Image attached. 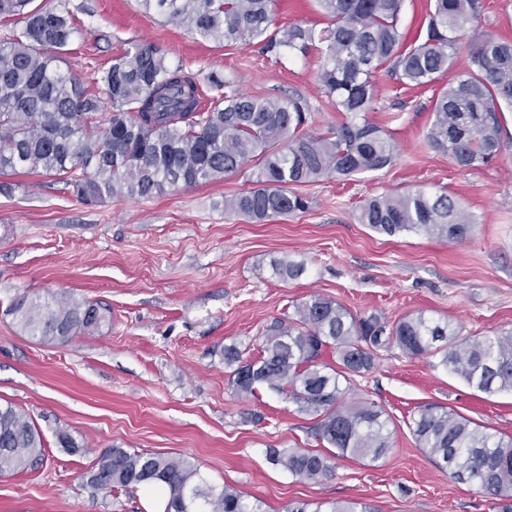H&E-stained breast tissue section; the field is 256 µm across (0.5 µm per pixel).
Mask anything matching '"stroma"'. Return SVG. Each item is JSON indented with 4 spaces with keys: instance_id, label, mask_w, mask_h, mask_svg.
I'll return each instance as SVG.
<instances>
[{
    "instance_id": "obj_1",
    "label": "stroma",
    "mask_w": 512,
    "mask_h": 512,
    "mask_svg": "<svg viewBox=\"0 0 512 512\" xmlns=\"http://www.w3.org/2000/svg\"><path fill=\"white\" fill-rule=\"evenodd\" d=\"M77 31L62 69L99 79L128 41L161 48L167 60L218 72L253 96L305 97L323 131L339 115L317 85V54L265 55L258 44L224 45L188 33L138 0H69ZM369 122L395 139L384 169L299 187L307 211L256 224L224 212L256 169L150 199L80 203L56 176L0 173V403L24 410L43 435L39 465L0 476V512H163L142 487L97 491L85 473L108 448L163 453L198 466L204 479L236 490L261 512L296 501H356L376 512H495L491 496L454 482L419 448L408 421L433 403L512 436V391L486 394L439 365L398 348L380 351L347 402L362 399L391 417L393 445L378 461L340 458L332 477L296 479L269 462L270 448H319L309 416L285 395L238 396L222 351L255 356L271 321L319 295L351 312L394 321L418 312L449 320L463 335L512 330V126L499 157L472 168L426 140L437 86L375 77ZM421 187L454 198L474 219L451 243L393 237L358 223L371 195ZM303 263L296 279L274 275L280 258ZM97 304L100 323L62 344L29 336L10 311L20 296ZM67 433L79 452L63 448Z\"/></svg>"
}]
</instances>
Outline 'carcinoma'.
Returning a JSON list of instances; mask_svg holds the SVG:
<instances>
[{"instance_id":"1","label":"carcinoma","mask_w":512,"mask_h":512,"mask_svg":"<svg viewBox=\"0 0 512 512\" xmlns=\"http://www.w3.org/2000/svg\"><path fill=\"white\" fill-rule=\"evenodd\" d=\"M32 0H0V20L22 23L0 39V172L41 171L63 177L72 195L92 205L116 196L152 198L223 178L258 159L255 187L224 197V213L255 223L304 212L308 199L288 189L324 179L376 171L397 154L380 127L355 122L372 109L374 77L390 65L399 82L418 88L448 74L464 32L482 15V0H434L426 35L403 46V0H317L324 27L292 23L270 30L274 0H139L203 39L258 41L263 52L288 50L322 60L317 81L336 111L349 117L325 132L310 126L311 105L301 96L255 97L213 72L198 75L166 61L154 44L131 41L112 58L94 88L60 70L58 62L77 31L75 14L30 7ZM470 67L440 88L427 132L428 146L470 168L494 160L504 134L502 114L512 110V43L480 33L468 44ZM208 105L202 106L203 89ZM108 112L105 120L97 115ZM357 220L395 236L424 234L465 240L470 215L446 193L422 188L366 199ZM275 275L297 278L304 266L274 261ZM10 311L22 329L43 343L68 341L100 321L98 309L75 298H17ZM398 347L408 356H440L439 364L469 386L492 394L512 391V331L472 339L447 320L422 312L394 323L353 315L332 299L314 296L293 315L266 328L256 357L224 346V365L240 396L266 387L285 395L314 420L316 439L335 449L270 448L272 464L311 482L335 472L332 459L377 461L392 448L390 417L374 402L349 404L356 377L370 371L378 351ZM333 351L338 361H324ZM409 428L418 446L451 478L495 497L498 512H512V437H496L436 404L417 407ZM43 437L32 418L0 404V476L37 461ZM95 490L146 486L165 494L164 512H259L236 491L217 488L183 458L108 448L88 472ZM296 502L287 512H374L365 503Z\"/></svg>"}]
</instances>
